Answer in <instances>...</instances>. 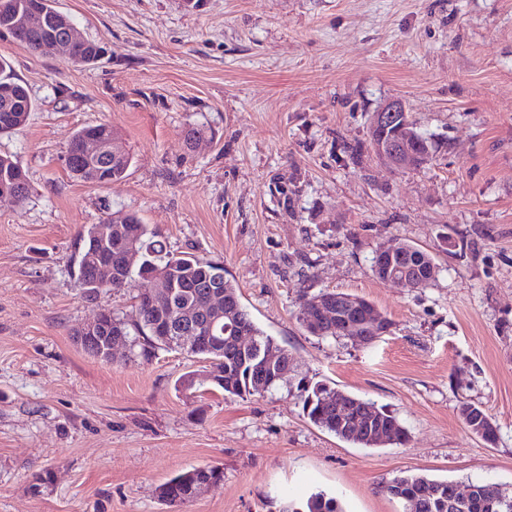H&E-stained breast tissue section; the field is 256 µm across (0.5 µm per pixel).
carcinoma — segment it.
Segmentation results:
<instances>
[{
	"label": "carcinoma",
	"instance_id": "1",
	"mask_svg": "<svg viewBox=\"0 0 512 512\" xmlns=\"http://www.w3.org/2000/svg\"><path fill=\"white\" fill-rule=\"evenodd\" d=\"M45 9L55 12L51 0H5L0 6V31L12 34L17 30L20 16L30 10ZM49 32L20 30V36L28 46L41 51ZM99 46L86 41L76 47L75 64L91 66L98 62ZM34 111V102L27 87L6 74V63L0 62V134L10 133L23 127ZM94 138L102 146L118 138L111 124L100 122L86 125L71 136L68 145L72 147L66 167L72 177L83 181L91 172H97L95 182L108 184L122 180L132 163L130 152L120 158H109L103 152L96 157L83 153L82 144ZM9 182L14 188L16 202H24L31 185L25 170L12 157L0 154V184ZM125 222L112 225V237L105 239L98 235V225L92 224L79 236L78 246L71 257L72 269L76 275L92 279L96 274L97 261L112 257V246L120 243L132 249L137 255L118 268L120 288L133 277H159L172 283L171 294L152 304L137 299L136 316L129 320L116 313L109 314L92 334L81 342L88 354L110 359L108 343L121 336L128 342L130 356L142 362H149L160 349L184 350L203 360H218L222 369L219 381L209 386L220 389L228 398L262 396L277 388L280 380L269 375L263 376L252 370V355L237 345L239 331L253 336L255 344L263 350L274 353L278 367H287L294 357L288 349L279 345L251 319L240 301L237 287L226 278L224 267L189 253L174 255L166 250L163 243L155 239V233L140 222L134 214L124 216ZM388 244L396 249L392 255L394 266L405 269L408 274L427 279L432 283L435 264L432 257L418 247L400 239H391ZM224 295V304L216 312L207 311L211 295ZM336 291H320L301 296L299 320L305 321L315 309V301L336 302ZM211 330V335L220 341L219 347L206 343L185 345L178 342L180 332ZM304 415L314 425L330 432L337 438L360 448H376L384 443L403 445L409 439L408 430L385 407L352 394L340 395V390L326 382L303 385ZM460 415L475 436L489 445L496 444L499 427L488 419L484 409L475 403H462ZM224 472L216 465L192 467L184 470L162 484L166 495L182 504L196 498L200 485L207 482L220 483ZM456 482L438 479L422 473H407L394 477L384 486V491L406 505V512H451L448 509V490ZM479 489L470 501L466 512H512V493L485 483H476ZM282 512H344L336 495L324 490L311 493L306 501H288Z\"/></svg>",
	"mask_w": 512,
	"mask_h": 512
}]
</instances>
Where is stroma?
<instances>
[{
    "instance_id": "1",
    "label": "stroma",
    "mask_w": 512,
    "mask_h": 512,
    "mask_svg": "<svg viewBox=\"0 0 512 512\" xmlns=\"http://www.w3.org/2000/svg\"><path fill=\"white\" fill-rule=\"evenodd\" d=\"M55 6L105 54L72 65L0 36L35 103L0 135L31 184L24 203L0 201V512H280L318 488L346 512H404L383 487L405 471L512 491V0ZM390 99L436 146L423 168L393 169L365 146ZM103 121L133 157L127 175L74 180L68 141ZM191 127L206 133L192 150ZM130 213L171 253L224 267L294 356L278 389L185 390L203 369L187 352L106 362L77 346L83 323L134 315L150 287L88 297L71 276L80 233ZM393 237L433 256L430 287L373 275ZM326 290L367 299L390 331L367 346L312 335L299 296ZM302 381L387 407L407 444L357 448L318 428ZM465 402L498 424L496 445L469 432ZM206 464L220 484L161 503L158 485Z\"/></svg>"
}]
</instances>
